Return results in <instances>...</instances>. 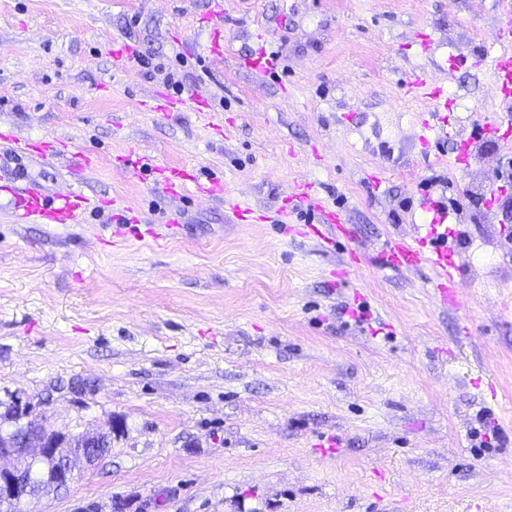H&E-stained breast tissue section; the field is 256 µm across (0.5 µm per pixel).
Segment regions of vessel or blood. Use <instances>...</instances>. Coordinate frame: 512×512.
<instances>
[{"label": "vessel or blood", "mask_w": 512, "mask_h": 512, "mask_svg": "<svg viewBox=\"0 0 512 512\" xmlns=\"http://www.w3.org/2000/svg\"><path fill=\"white\" fill-rule=\"evenodd\" d=\"M495 9L501 23L496 31L498 49L490 58V68L493 77V98L498 114L496 119L482 126L479 137L463 139L462 150L454 160L455 166L458 167L468 165L475 157L478 138L493 137L512 131V0H495ZM458 62V56H449L442 69V76L438 79L425 73L414 76L412 87L435 110L432 120L422 121V130L447 135L451 125L448 115L450 104L444 92L443 79L452 74ZM279 66L277 54L269 52L265 45L256 47L252 66L254 74L264 76L274 72ZM9 141L15 154L28 159L68 162L76 159L66 147L51 153L42 141L14 135L10 136ZM153 171L157 180L163 182L168 191L175 196L190 187L203 196L219 198L224 194L220 181H201L186 168L157 165L153 167ZM287 203L289 210L304 208L317 213L316 223L308 227L307 235L310 239L329 244L348 236L349 231L341 213L325 204L312 183L296 182ZM11 206L15 220L20 224L31 220L44 224H79L82 223L85 214L95 208L96 203L75 191L49 197L39 184L33 183L12 197ZM418 208L424 215L429 216V223L421 225L413 239L388 240L378 250L375 262L381 268L393 270L418 268L424 265L433 267L437 273L433 286L442 303L454 304L455 252L449 247L448 239L455 236L456 231L447 225L448 213L442 201L425 195L420 198Z\"/></svg>", "instance_id": "obj_1"}]
</instances>
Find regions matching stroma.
I'll return each instance as SVG.
<instances>
[{"instance_id": "1", "label": "stroma", "mask_w": 512, "mask_h": 512, "mask_svg": "<svg viewBox=\"0 0 512 512\" xmlns=\"http://www.w3.org/2000/svg\"><path fill=\"white\" fill-rule=\"evenodd\" d=\"M218 6L220 58L200 25ZM499 24L494 0H0V123L96 166L69 177L1 140L0 165L15 188L108 203L80 224H18L0 191V402L22 396L64 433L123 424L33 512H512V193L494 195L512 144L453 164L457 136L495 117ZM260 43L282 56L265 77L237 65ZM117 44L151 67L117 71ZM451 51L457 132L423 143L430 106L408 81ZM176 78L183 109L148 111ZM132 147L221 179L223 199L169 197L151 167H121ZM298 178L350 238L290 233L316 221L280 212ZM426 191L466 229L452 307L431 266L372 260L424 223Z\"/></svg>"}]
</instances>
